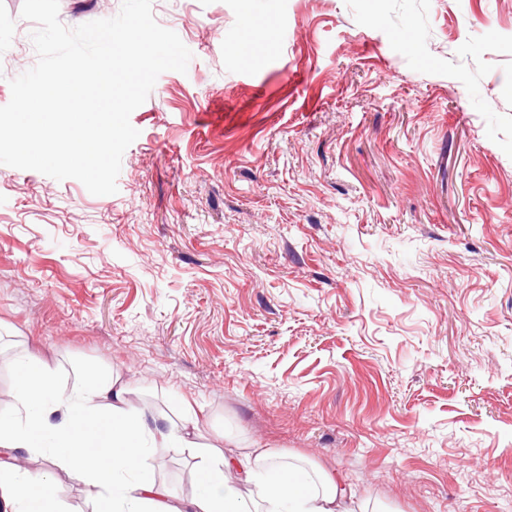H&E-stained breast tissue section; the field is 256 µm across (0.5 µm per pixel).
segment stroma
I'll return each instance as SVG.
<instances>
[{
	"label": "stroma",
	"instance_id": "35a3bbf8",
	"mask_svg": "<svg viewBox=\"0 0 512 512\" xmlns=\"http://www.w3.org/2000/svg\"><path fill=\"white\" fill-rule=\"evenodd\" d=\"M0 0V106L37 62ZM192 53L118 191L0 165V395L113 374L201 445H261L356 512H512V0H151ZM58 512L88 487L44 457Z\"/></svg>",
	"mask_w": 512,
	"mask_h": 512
}]
</instances>
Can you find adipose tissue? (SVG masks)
Listing matches in <instances>:
<instances>
[{
	"instance_id": "ef3b65f1",
	"label": "adipose tissue",
	"mask_w": 512,
	"mask_h": 512,
	"mask_svg": "<svg viewBox=\"0 0 512 512\" xmlns=\"http://www.w3.org/2000/svg\"><path fill=\"white\" fill-rule=\"evenodd\" d=\"M18 406L25 424H0V503L31 506L47 512L54 487L47 471H30L17 464L19 448L38 450L40 433L56 442L53 464L66 466L74 479L92 490L95 512H116L110 496L118 472L148 469L146 445H190L189 427L166 429L132 410L127 391L107 378L70 389L61 388L38 358L18 365ZM205 476L208 487L188 501L193 512H351L350 495L326 475H302L281 464L277 455L258 447L250 458L212 461ZM169 490L141 480L125 485L122 498L128 512H151L169 505Z\"/></svg>"
}]
</instances>
